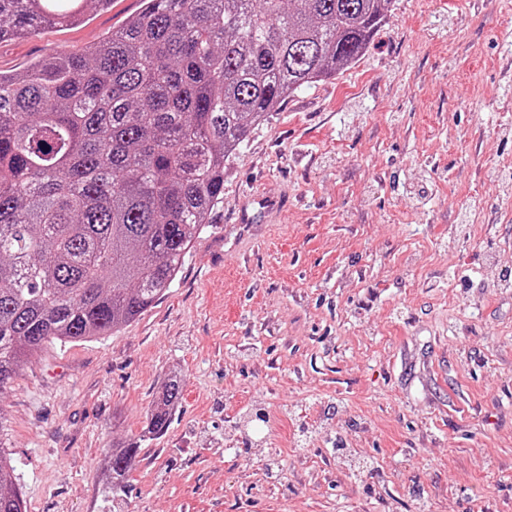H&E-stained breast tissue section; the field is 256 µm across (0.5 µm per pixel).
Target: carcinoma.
I'll list each match as a JSON object with an SVG mask.
<instances>
[{
    "label": "carcinoma",
    "mask_w": 512,
    "mask_h": 512,
    "mask_svg": "<svg viewBox=\"0 0 512 512\" xmlns=\"http://www.w3.org/2000/svg\"><path fill=\"white\" fill-rule=\"evenodd\" d=\"M110 0H0V40ZM86 53L0 73V390L31 352L112 336L176 280L224 199V164L304 87L350 67L393 0H143ZM170 375L141 440L170 424ZM139 452L112 442L106 492ZM0 447V512H26Z\"/></svg>",
    "instance_id": "obj_1"
}]
</instances>
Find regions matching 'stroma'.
<instances>
[{"label": "stroma", "mask_w": 512, "mask_h": 512, "mask_svg": "<svg viewBox=\"0 0 512 512\" xmlns=\"http://www.w3.org/2000/svg\"><path fill=\"white\" fill-rule=\"evenodd\" d=\"M143 8L0 41L19 75ZM512 0H394L224 166L166 295L0 394L28 512H512ZM289 195L239 224L245 192ZM183 389L126 495L101 463ZM182 388L183 379L177 374L168 376L163 382L158 396L152 403L147 426L140 441L154 439L169 426L173 410L179 404Z\"/></svg>", "instance_id": "stroma-1"}]
</instances>
